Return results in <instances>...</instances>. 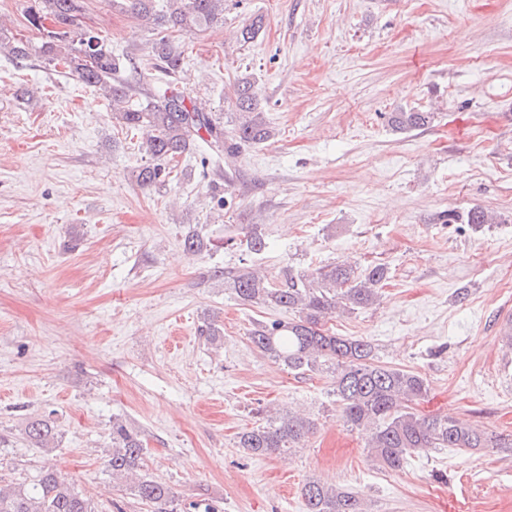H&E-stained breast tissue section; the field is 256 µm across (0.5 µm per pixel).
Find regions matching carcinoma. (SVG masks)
Instances as JSON below:
<instances>
[{"label": "carcinoma", "mask_w": 512, "mask_h": 512, "mask_svg": "<svg viewBox=\"0 0 512 512\" xmlns=\"http://www.w3.org/2000/svg\"><path fill=\"white\" fill-rule=\"evenodd\" d=\"M112 6L131 14L155 33L152 46L157 67L172 74L184 59L175 33H194L224 17V0H112ZM85 13V0H31L26 11L28 27L41 34L37 43L0 27V51L18 60L36 55L44 63L61 66L84 85L99 89L112 102L113 117L130 130L145 135L142 144L151 162L139 168L136 182L143 188L165 183L167 163L204 147L213 160L234 161L242 147L267 141L272 130L264 118L263 104L249 74L232 85L234 109L231 123L224 113L208 112L181 92L159 91L160 101L131 104L132 98L152 85L155 75L140 70L122 77L123 59L95 31L77 24ZM264 27L257 15L240 31L252 42ZM433 113L400 111L388 121L399 132L423 128ZM211 242L197 230L183 238L186 250L200 253ZM239 247L249 255L265 252L269 243L255 224L242 228ZM387 277L382 265L362 271L350 264L320 267L309 274L288 272L279 286L251 267L224 275L231 293L244 302L285 309L293 318L258 324L250 334L252 345L291 371L326 369L333 374L334 393L343 424L369 431L367 448L374 461L396 470L421 448H485L490 438L451 415L421 416L412 404L427 393L425 380L412 371L374 362L372 345L357 337L338 336L323 328L336 312H354L373 305ZM260 423L241 433L238 447L255 456L284 458L304 444L314 421L292 412L281 415L259 411ZM27 441L48 451L54 448L56 429L48 418L28 422ZM112 453L107 465L112 475L130 481L129 490L154 512H179L175 493L165 483L141 474L144 448L139 434L120 422L112 423ZM305 512H364L358 493L310 481L302 489ZM0 512H98L95 504L52 465L39 469L30 481L0 483Z\"/></svg>", "instance_id": "cac0c4a2"}]
</instances>
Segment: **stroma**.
<instances>
[{
  "mask_svg": "<svg viewBox=\"0 0 512 512\" xmlns=\"http://www.w3.org/2000/svg\"><path fill=\"white\" fill-rule=\"evenodd\" d=\"M257 14L262 33L241 42ZM82 23L150 62L152 30L112 0H86ZM178 40L184 62L159 88L225 113L253 74L274 135L232 168L177 158L150 189L135 180L140 134L99 90L0 53V480L52 464L99 512H151L106 468L117 419L145 444L144 474L202 510L305 512L314 480L359 492L366 512H512L505 449L373 461L329 373L288 371L251 344L284 310L235 299L222 278L244 260L246 224L269 241L252 267L276 283L384 265L379 300L326 329L420 374L416 413L512 438V0H226L223 20ZM402 109L434 119L397 132ZM474 207L496 223L467 224ZM193 228L211 250L185 251ZM265 406L317 429L287 457L248 455L236 436ZM45 415L48 452L24 437Z\"/></svg>",
  "mask_w": 512,
  "mask_h": 512,
  "instance_id": "1",
  "label": "stroma"
}]
</instances>
